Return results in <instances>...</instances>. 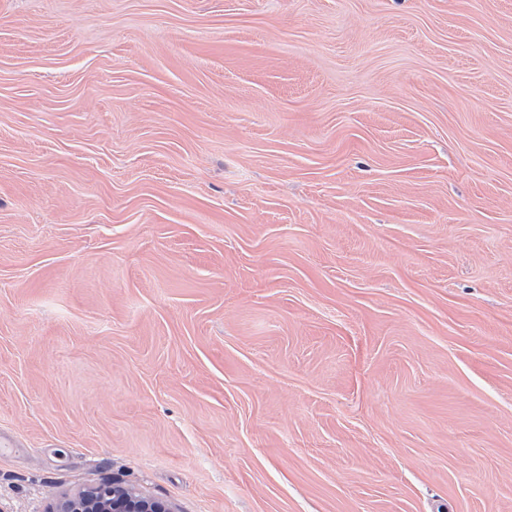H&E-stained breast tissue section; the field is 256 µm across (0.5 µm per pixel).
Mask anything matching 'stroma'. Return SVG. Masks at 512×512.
<instances>
[{
  "instance_id": "35a3bbf8",
  "label": "stroma",
  "mask_w": 512,
  "mask_h": 512,
  "mask_svg": "<svg viewBox=\"0 0 512 512\" xmlns=\"http://www.w3.org/2000/svg\"><path fill=\"white\" fill-rule=\"evenodd\" d=\"M0 512H512V0H0ZM75 505L72 507V503ZM58 512H164L166 510L150 499L131 490L102 483L92 491L65 498Z\"/></svg>"
}]
</instances>
